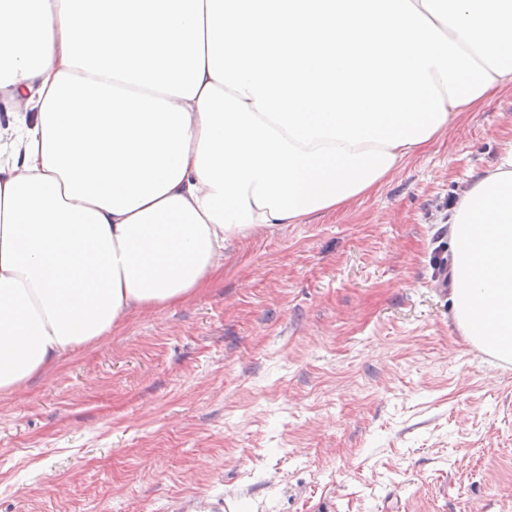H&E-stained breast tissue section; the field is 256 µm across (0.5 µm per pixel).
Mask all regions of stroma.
Here are the masks:
<instances>
[{"instance_id":"obj_1","label":"stroma","mask_w":512,"mask_h":512,"mask_svg":"<svg viewBox=\"0 0 512 512\" xmlns=\"http://www.w3.org/2000/svg\"><path fill=\"white\" fill-rule=\"evenodd\" d=\"M512 87L0 402V512H512V363L437 290Z\"/></svg>"}]
</instances>
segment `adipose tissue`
<instances>
[{
    "label": "adipose tissue",
    "mask_w": 512,
    "mask_h": 512,
    "mask_svg": "<svg viewBox=\"0 0 512 512\" xmlns=\"http://www.w3.org/2000/svg\"><path fill=\"white\" fill-rule=\"evenodd\" d=\"M512 85V0H0V401L224 250L368 192ZM470 343L512 361V141L448 213Z\"/></svg>",
    "instance_id": "1"
}]
</instances>
